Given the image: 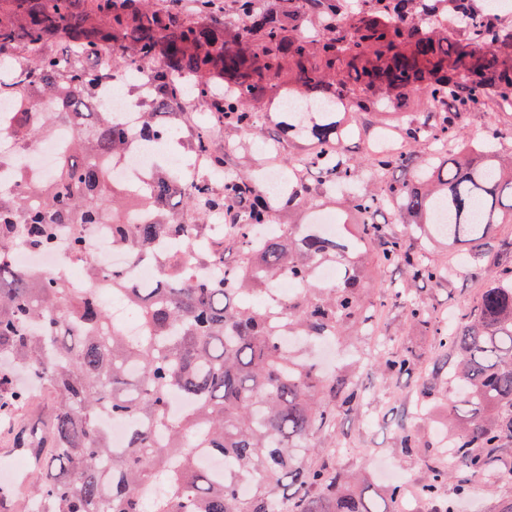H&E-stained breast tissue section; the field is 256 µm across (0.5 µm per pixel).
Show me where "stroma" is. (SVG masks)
<instances>
[{
  "label": "stroma",
  "mask_w": 512,
  "mask_h": 512,
  "mask_svg": "<svg viewBox=\"0 0 512 512\" xmlns=\"http://www.w3.org/2000/svg\"><path fill=\"white\" fill-rule=\"evenodd\" d=\"M498 128L499 136L486 140L488 128ZM459 144L471 146L487 141L491 150L503 156H512V126L499 125L493 114L471 112L466 114L457 128ZM404 282L402 272L396 268H381L371 273L365 296L375 312L370 325L361 331L336 339L334 349L323 352L318 346L304 347L305 356L323 365L325 369L345 368L348 351H355L354 359L363 365L359 377L362 402L357 410H336V428L327 440L325 448L315 457L329 461L343 473L364 472L369 478L370 493H384L389 485L387 469H395L412 486L405 498L394 504V512H442L448 500H455V512H502L512 504V484L491 481L456 471L443 487L440 497L424 499L419 489L431 464L438 461L439 434L448 420V394L452 387L441 369L454 362L452 351L440 348L437 337L431 336L425 327L409 322L401 305L392 303V284ZM485 283L463 275L447 284L408 286L409 298L426 305L432 315L447 321L473 307ZM412 349L417 360L409 372L384 377L376 370L380 357L387 351ZM429 385L433 395L429 400V412L420 416L416 406L421 398L419 386ZM417 432L422 445L402 449L399 436L402 428ZM468 481L470 493L457 498L456 487L460 481Z\"/></svg>",
  "instance_id": "obj_1"
}]
</instances>
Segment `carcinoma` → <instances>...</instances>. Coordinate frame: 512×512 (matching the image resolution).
Segmentation results:
<instances>
[{"instance_id": "1", "label": "carcinoma", "mask_w": 512, "mask_h": 512, "mask_svg": "<svg viewBox=\"0 0 512 512\" xmlns=\"http://www.w3.org/2000/svg\"><path fill=\"white\" fill-rule=\"evenodd\" d=\"M0 14V54L14 61L0 74V101L14 122L0 125L23 149L58 126L74 134L56 168L43 177L18 173L0 189V420L29 404L31 388L55 399L45 429L16 431L19 448H44L28 484L26 512H388L366 497L358 477L306 456L326 438L336 406L351 412L362 396L353 370L327 374L284 348L285 336H343L369 319L362 299L368 249L377 263L400 267L411 283L442 284L490 269L485 240L495 224L512 223V161L490 150L453 147L469 112L512 120V27L473 0H10ZM216 19L202 26L191 15ZM229 15L233 27L218 19ZM462 32L448 33V18ZM311 30L298 33L299 23ZM58 40L64 52L45 51ZM121 51L112 70H91L90 57ZM156 63L152 91L131 130L101 104L119 69ZM277 90L279 122L257 105ZM419 93L432 105L424 120L408 116L398 145L363 142L378 195L358 186L353 159L340 150L339 111L384 110ZM206 110L185 134L178 104ZM252 133L265 147L289 152L317 172L321 186L341 192L359 224L334 234L320 225L277 224L283 211L314 213L316 190L288 180L274 194L258 174L232 170L215 132ZM187 145L224 172L221 185L201 174L183 182L165 154L144 183L121 186L108 171L134 139ZM390 207L411 235L466 245L458 265L435 264L376 220ZM132 208L148 220L130 223ZM72 226L69 248L88 251V230L112 225V248L140 263L159 258L151 284L129 271L91 267L76 288L52 271L11 263L8 251H44ZM232 251L235 259H226ZM210 267L195 276L194 265ZM338 267L333 287L317 269ZM303 286L276 310L255 304L276 281ZM108 288L138 319L137 334L115 326L99 290ZM406 318L429 326L456 355L448 379L453 437L421 486L434 500L458 469L490 473L491 453L512 443V269L494 275L472 309L439 324L422 303ZM397 351L381 358V374L409 369ZM106 416L128 425L126 444L112 447ZM224 460L218 478L199 465L200 451Z\"/></svg>"}]
</instances>
